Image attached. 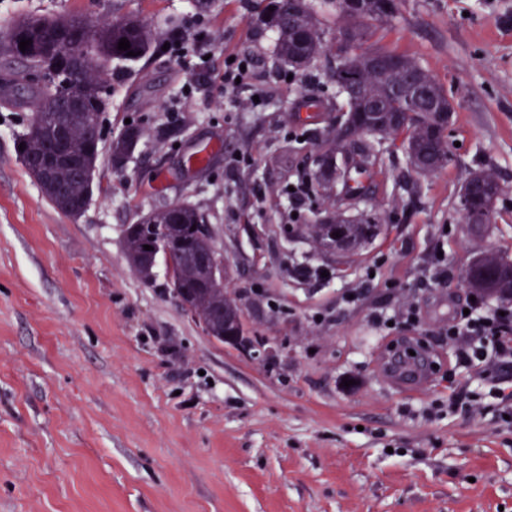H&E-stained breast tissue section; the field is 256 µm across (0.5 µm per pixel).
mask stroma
<instances>
[{
	"label": "stroma",
	"instance_id": "stroma-1",
	"mask_svg": "<svg viewBox=\"0 0 512 512\" xmlns=\"http://www.w3.org/2000/svg\"><path fill=\"white\" fill-rule=\"evenodd\" d=\"M65 14L135 15L161 37L193 24L210 38L114 71L105 138L129 120L148 134L123 168L100 155L75 219L15 150L29 108L0 104V512H512V405L494 394L512 392V363L488 383L441 334L470 294L474 259L512 261V0H402L375 25L371 44L414 56L454 102L452 161L420 175L383 142L373 174L359 177L370 195L343 208L377 210L380 230L331 258L281 227L292 174L313 167L339 117L334 54L291 73L251 0H222L205 16L193 0H0V32L22 16ZM242 50L255 75L228 97L224 55ZM255 94L258 107H238ZM212 144L207 167H187ZM477 169L501 187L496 219L482 226L458 210ZM183 201L205 214L233 266L247 336L279 344L277 360L208 338L175 302L165 260L148 281L130 270L124 227ZM439 252L450 278L416 290ZM294 265L322 273L301 278ZM410 292L420 311L411 334L436 368L406 394L385 357L401 333L371 315ZM453 384L470 391L471 412L449 411Z\"/></svg>",
	"mask_w": 512,
	"mask_h": 512
}]
</instances>
